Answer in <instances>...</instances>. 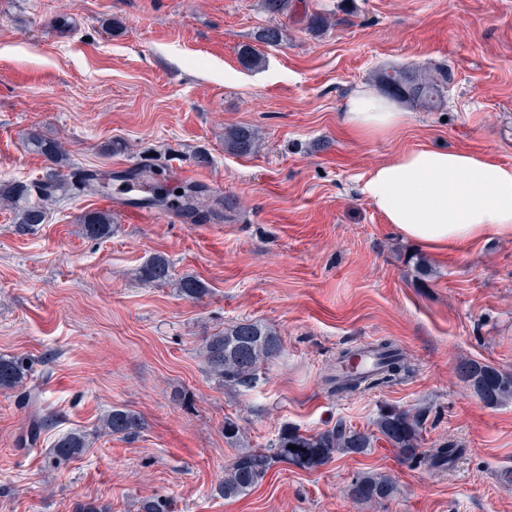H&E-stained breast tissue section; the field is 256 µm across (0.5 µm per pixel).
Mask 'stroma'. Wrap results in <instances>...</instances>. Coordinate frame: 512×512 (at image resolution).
Listing matches in <instances>:
<instances>
[{
    "instance_id": "35a3bbf8",
    "label": "stroma",
    "mask_w": 512,
    "mask_h": 512,
    "mask_svg": "<svg viewBox=\"0 0 512 512\" xmlns=\"http://www.w3.org/2000/svg\"><path fill=\"white\" fill-rule=\"evenodd\" d=\"M295 3L287 41L251 70L240 51L269 22L261 0H0V180L42 176L34 132L63 144L71 171L127 170L154 153L150 195L187 169L235 204L207 224L116 211L100 240L79 224L100 197L51 206L27 235L0 207V357L28 369L0 390V512H141L154 496L170 512H512V398L487 401L458 376L471 363L512 375V238L428 251L361 192L373 168L418 147L512 165V0H352L349 14L339 0ZM311 13L330 25L307 30ZM401 65L448 69L443 107L406 108L392 136L345 130L347 95ZM235 125L257 130L252 155L225 152ZM112 141L123 150L108 152ZM157 253L206 294L140 282ZM243 319L276 331L283 352L232 388L209 374L202 343ZM381 338L409 372L331 391L339 352ZM115 407L143 429L107 435ZM386 407L420 413L416 460L380 438L315 470L277 463L248 495L218 494L238 454L225 419L261 448L284 426L371 432ZM70 432L87 448L56 459ZM366 472L390 476L392 494L352 500Z\"/></svg>"
}]
</instances>
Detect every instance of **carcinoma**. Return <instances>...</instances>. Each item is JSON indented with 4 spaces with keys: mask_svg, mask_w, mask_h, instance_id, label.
Segmentation results:
<instances>
[{
    "mask_svg": "<svg viewBox=\"0 0 512 512\" xmlns=\"http://www.w3.org/2000/svg\"><path fill=\"white\" fill-rule=\"evenodd\" d=\"M264 11L276 18L293 12V0H262ZM286 39V30L280 23L258 28L253 40L265 47H276ZM241 62L247 69H259L265 63L264 54L248 47L241 52ZM451 76L448 72L430 71L413 67H388L375 74V80L386 96L396 102L427 112L439 110L445 98ZM257 133L249 126H230L224 130V151L239 157L251 155L256 148ZM30 150L42 157L50 167L34 185L13 180L0 181V202L13 213L14 231L26 234L46 220L47 206L80 196L104 194L112 186V172L97 168L87 169L75 180L65 173L68 153L62 143L51 137L32 134L28 138ZM177 195L178 205L172 206L168 197H153L146 204L153 208H175L177 214L195 224L224 218V198H211L204 186L182 185ZM81 230L92 239L112 236V213L93 211L81 217ZM137 278L150 284H172L179 295L197 299L206 292L205 285L193 276L175 279L170 260L156 254L138 269ZM282 352L279 336L265 325L251 320L235 322L224 330L207 337L202 353L209 373L226 386H251L258 381L262 367L271 363ZM375 368L368 373L343 372L326 377V383L337 392H354L394 381L407 370L404 359L389 340L372 346ZM464 377L472 383L487 401L512 396V377L487 366L468 365ZM24 359L0 357V389H15L23 382ZM136 414L114 408L104 419L110 435L129 436L142 428ZM420 416L405 409L385 408L376 421L378 432L393 447L411 458L416 457L420 434ZM374 435L337 424L324 431L306 434L296 428L280 429L267 448H241L239 454L218 484L219 493L226 499L248 494L277 463H288L306 470L317 469L337 454H365L373 447ZM86 445L85 436L69 433L61 436L52 448L54 456L67 460L79 454ZM392 480L385 475L365 473L350 486L355 501L384 499L392 492Z\"/></svg>",
    "mask_w": 512,
    "mask_h": 512,
    "instance_id": "obj_1",
    "label": "carcinoma"
}]
</instances>
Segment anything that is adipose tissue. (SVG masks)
I'll list each match as a JSON object with an SVG mask.
<instances>
[{"label":"adipose tissue","instance_id":"obj_1","mask_svg":"<svg viewBox=\"0 0 512 512\" xmlns=\"http://www.w3.org/2000/svg\"><path fill=\"white\" fill-rule=\"evenodd\" d=\"M340 118L360 136L390 134L405 120L390 99L365 85L346 98ZM362 192L387 223L423 248L512 237L510 165L421 148L375 167Z\"/></svg>","mask_w":512,"mask_h":512}]
</instances>
